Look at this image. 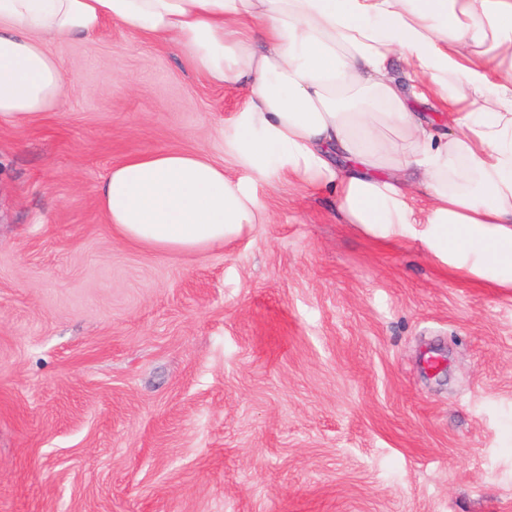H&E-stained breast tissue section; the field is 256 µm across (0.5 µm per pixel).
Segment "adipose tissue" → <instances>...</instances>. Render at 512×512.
<instances>
[{
    "instance_id": "adipose-tissue-1",
    "label": "adipose tissue",
    "mask_w": 512,
    "mask_h": 512,
    "mask_svg": "<svg viewBox=\"0 0 512 512\" xmlns=\"http://www.w3.org/2000/svg\"><path fill=\"white\" fill-rule=\"evenodd\" d=\"M108 21L247 90L229 147L249 179L176 150L113 164L98 208L120 238L223 245L268 220L253 183L284 175L335 192L342 223L512 287V0H0V121L67 96L46 41Z\"/></svg>"
}]
</instances>
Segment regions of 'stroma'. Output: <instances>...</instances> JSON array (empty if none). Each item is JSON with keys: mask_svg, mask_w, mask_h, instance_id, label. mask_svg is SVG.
<instances>
[{"mask_svg": "<svg viewBox=\"0 0 512 512\" xmlns=\"http://www.w3.org/2000/svg\"><path fill=\"white\" fill-rule=\"evenodd\" d=\"M0 124V512H512V288L255 185L197 254L118 238L108 168L224 149L243 90L106 22Z\"/></svg>", "mask_w": 512, "mask_h": 512, "instance_id": "1", "label": "stroma"}]
</instances>
